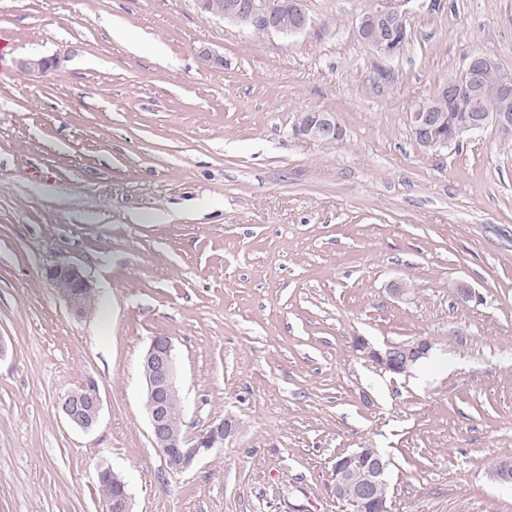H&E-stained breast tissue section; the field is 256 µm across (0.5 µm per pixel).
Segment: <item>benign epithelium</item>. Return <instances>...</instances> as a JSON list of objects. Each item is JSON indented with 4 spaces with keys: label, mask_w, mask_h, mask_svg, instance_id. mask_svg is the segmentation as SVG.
<instances>
[{
    "label": "benign epithelium",
    "mask_w": 512,
    "mask_h": 512,
    "mask_svg": "<svg viewBox=\"0 0 512 512\" xmlns=\"http://www.w3.org/2000/svg\"><path fill=\"white\" fill-rule=\"evenodd\" d=\"M414 2L416 0H374L372 7L361 15L358 34L377 67L403 53L404 48L393 44L390 32L406 28ZM196 3L202 12L251 33L290 36L306 31L311 25L305 0H196ZM60 62L58 56L27 59L20 63V69L40 75L58 67ZM496 67L498 62L494 58L481 52L473 53L456 77L439 86L437 94H446L450 100L462 92L477 94L479 74ZM410 123L422 146L435 153L490 128L499 133L509 131L512 129V74L503 73L492 98L486 102L478 100L475 110L463 117L428 112L419 102L410 112ZM445 125L450 127V137L436 136V131ZM294 131L298 136L322 144L334 143L342 137L336 114L323 110L298 113ZM45 278L66 300L69 312L76 318L87 315L86 303L97 301L96 288L77 264H54L45 270ZM357 348L379 367L393 373H406L428 354L432 343L428 339H419L379 347L361 339ZM140 370L151 441L155 449L166 453L164 460L169 472L181 473L202 462L209 453L224 447V441L234 435L235 424L216 419L194 443L186 437H178L179 429L167 413L170 399L181 400L174 346L168 337L155 336L150 340L141 357ZM60 409L69 425L84 432L93 431L100 422L103 409L100 388L89 381L68 390ZM389 465L390 461L378 452L365 448L350 451L344 461L332 469L336 496L351 506V512H390L387 499L378 494L379 488L386 484ZM112 480L117 485V493L112 497V512H132V497L124 476L114 472Z\"/></svg>",
    "instance_id": "obj_1"
}]
</instances>
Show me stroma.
Here are the masks:
<instances>
[{"mask_svg":"<svg viewBox=\"0 0 512 512\" xmlns=\"http://www.w3.org/2000/svg\"><path fill=\"white\" fill-rule=\"evenodd\" d=\"M305 4L284 38L194 0H0L15 59L62 58L0 80V512H102V463L132 512H349L332 466L356 448L389 459L391 512H512L489 477L512 457V139L432 153L409 124L473 52L512 70V0H418L384 90L357 32L370 0ZM306 110L342 141L295 136ZM61 262L96 285L86 319L45 279ZM154 336L188 435L239 424L181 474L143 407ZM358 336L434 347L394 375ZM90 376L86 434L59 403Z\"/></svg>","mask_w":512,"mask_h":512,"instance_id":"obj_1","label":"stroma"}]
</instances>
